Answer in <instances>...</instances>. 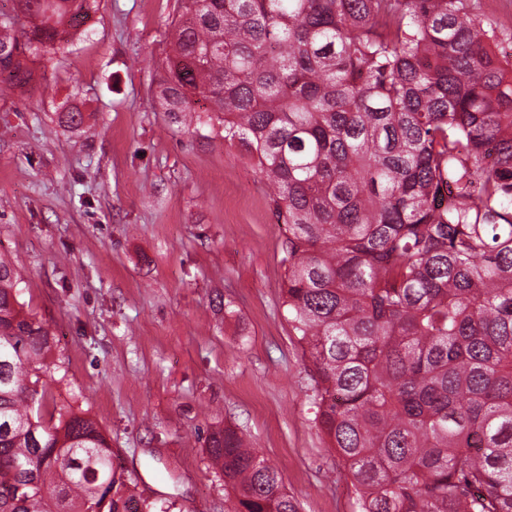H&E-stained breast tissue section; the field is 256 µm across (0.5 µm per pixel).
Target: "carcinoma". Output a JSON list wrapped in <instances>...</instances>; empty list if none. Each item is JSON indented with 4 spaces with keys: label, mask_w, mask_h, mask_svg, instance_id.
I'll return each instance as SVG.
<instances>
[{
    "label": "carcinoma",
    "mask_w": 512,
    "mask_h": 512,
    "mask_svg": "<svg viewBox=\"0 0 512 512\" xmlns=\"http://www.w3.org/2000/svg\"><path fill=\"white\" fill-rule=\"evenodd\" d=\"M100 0H17L0 92ZM470 0H180L159 92L255 160L288 225L283 305L355 512H512V61ZM0 259V512H143L112 448L41 375L53 334ZM229 512H299L213 432Z\"/></svg>",
    "instance_id": "carcinoma-1"
}]
</instances>
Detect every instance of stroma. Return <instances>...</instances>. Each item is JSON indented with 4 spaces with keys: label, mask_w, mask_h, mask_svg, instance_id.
I'll return each instance as SVG.
<instances>
[{
    "label": "stroma",
    "mask_w": 512,
    "mask_h": 512,
    "mask_svg": "<svg viewBox=\"0 0 512 512\" xmlns=\"http://www.w3.org/2000/svg\"><path fill=\"white\" fill-rule=\"evenodd\" d=\"M179 0H101L67 50L0 96V256L55 337L60 407L83 410L153 512H228L206 452L232 427L300 512H353L315 422L311 367L282 305L286 225L254 161L159 102ZM512 53V0H477ZM84 113L77 129L65 109Z\"/></svg>",
    "instance_id": "1"
}]
</instances>
